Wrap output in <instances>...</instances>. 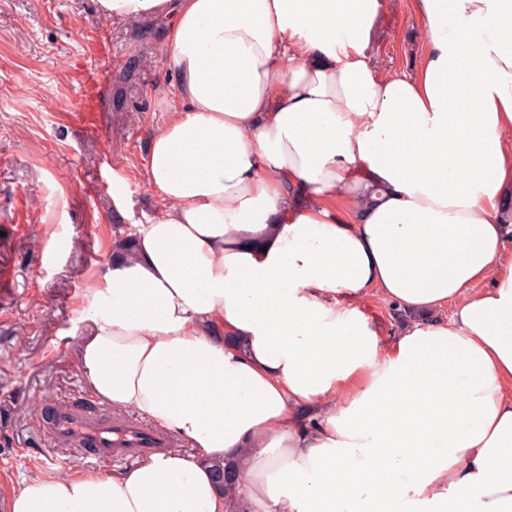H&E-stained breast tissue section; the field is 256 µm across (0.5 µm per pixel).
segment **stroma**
<instances>
[{"mask_svg":"<svg viewBox=\"0 0 512 512\" xmlns=\"http://www.w3.org/2000/svg\"><path fill=\"white\" fill-rule=\"evenodd\" d=\"M424 28L411 0H384L372 65L411 71ZM171 76L152 21L101 17L96 0H0V265L14 272L0 294V512L23 480L80 465L46 420L57 403L96 405L75 359L80 305L113 236L156 210L143 162ZM104 181L124 182L123 197L97 192Z\"/></svg>","mask_w":512,"mask_h":512,"instance_id":"35a3bbf8","label":"stroma"}]
</instances>
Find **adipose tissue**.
I'll return each mask as SVG.
<instances>
[{
  "instance_id": "obj_1",
  "label": "adipose tissue",
  "mask_w": 512,
  "mask_h": 512,
  "mask_svg": "<svg viewBox=\"0 0 512 512\" xmlns=\"http://www.w3.org/2000/svg\"><path fill=\"white\" fill-rule=\"evenodd\" d=\"M98 5L159 23L175 81L75 356L191 449L9 512H229L236 459L247 512H512V0H411V73L370 64L383 0ZM363 310L365 313L371 316L372 319L377 321V323L380 324L384 330L391 329L393 323L399 324L401 320L400 318L396 319L395 312L391 308L383 305L377 299H370L366 301L363 306ZM217 472V476L220 479L219 487L224 491V495L228 498L231 504H238L239 507L235 509L233 506L232 512H247L244 508H240V497L242 494V488L239 481V475L236 468L230 467L224 463L223 465H217L214 469ZM224 475V479L222 478Z\"/></svg>"
}]
</instances>
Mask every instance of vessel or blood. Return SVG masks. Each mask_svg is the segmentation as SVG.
<instances>
[{
    "label": "vessel or blood",
    "instance_id": "b4317fda",
    "mask_svg": "<svg viewBox=\"0 0 512 512\" xmlns=\"http://www.w3.org/2000/svg\"><path fill=\"white\" fill-rule=\"evenodd\" d=\"M48 435L52 443L88 449L90 458L97 461L123 462L131 449L148 456L170 445L167 435L103 407L55 408L48 421Z\"/></svg>",
    "mask_w": 512,
    "mask_h": 512
}]
</instances>
